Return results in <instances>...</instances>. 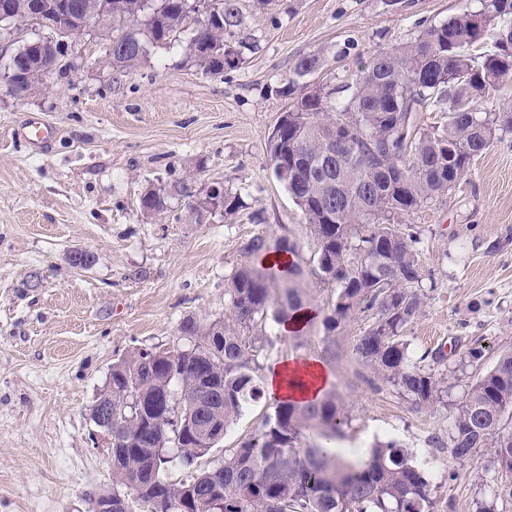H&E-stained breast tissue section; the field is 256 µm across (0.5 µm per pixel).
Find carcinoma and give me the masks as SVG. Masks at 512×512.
I'll return each mask as SVG.
<instances>
[{
	"instance_id": "carcinoma-1",
	"label": "carcinoma",
	"mask_w": 512,
	"mask_h": 512,
	"mask_svg": "<svg viewBox=\"0 0 512 512\" xmlns=\"http://www.w3.org/2000/svg\"><path fill=\"white\" fill-rule=\"evenodd\" d=\"M57 0H7L13 23L25 25L37 6L69 26ZM447 20L425 26L413 41L376 50L353 83L308 89L323 65L300 55L274 89L289 100L268 140L275 177L301 210L312 245L306 265L281 269L246 264L232 276L224 317L188 318L178 332L189 345L153 357L135 349L112 363L110 380L91 409L92 421L112 423V494L128 512H430L424 472L394 440L376 444L365 462L337 459L332 448L348 423L336 391L315 403H275L262 426L208 468L196 467L228 428L262 396L259 324L280 323L311 304L300 287L310 276L336 290L322 320L329 333L352 319L367 327L355 346L363 366L398 386L416 406L442 399L448 375L412 361L403 329L421 312L424 276L414 228L405 217L443 201L488 150L512 131V0H478ZM99 17L112 68L131 72L188 28L189 57L206 74L244 64L224 35L241 23L238 0H210L208 25H192L186 0H112ZM494 109L482 112L481 103ZM439 113L427 123L426 113ZM179 196L197 216L205 202L185 182L151 188L146 213H160ZM288 236L273 244L261 234L242 246L246 257L297 252ZM280 279L275 299L271 282ZM448 447L457 459L480 452L497 473L512 476V352L471 383L452 415ZM186 475L172 481L167 470Z\"/></svg>"
}]
</instances>
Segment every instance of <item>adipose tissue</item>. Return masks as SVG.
I'll return each instance as SVG.
<instances>
[{
    "instance_id": "ef3b65f1",
    "label": "adipose tissue",
    "mask_w": 512,
    "mask_h": 512,
    "mask_svg": "<svg viewBox=\"0 0 512 512\" xmlns=\"http://www.w3.org/2000/svg\"><path fill=\"white\" fill-rule=\"evenodd\" d=\"M331 384L329 369L319 360L301 355L273 364L265 376V391L274 401H315Z\"/></svg>"
}]
</instances>
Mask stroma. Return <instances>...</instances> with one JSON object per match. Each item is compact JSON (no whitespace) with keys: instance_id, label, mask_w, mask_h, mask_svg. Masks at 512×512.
<instances>
[{"instance_id":"obj_1","label":"stroma","mask_w":512,"mask_h":512,"mask_svg":"<svg viewBox=\"0 0 512 512\" xmlns=\"http://www.w3.org/2000/svg\"><path fill=\"white\" fill-rule=\"evenodd\" d=\"M470 0H240L231 41L241 69L203 73L185 55L188 33L151 48L132 73L104 64L93 33L70 40L66 75L24 99L0 85V512H93L90 494L112 486L91 407L115 360L130 350L185 344L182 321L220 317L243 240L297 228L301 212L272 172L268 139L287 100L274 93L299 55L321 53L310 85L355 80L377 49L412 41L421 25ZM36 116L60 132L45 151L15 131ZM212 183L238 195L232 217L196 218L183 198L145 215L152 185ZM427 288L404 338L413 361L451 346H482L484 368L512 351V132L472 163L450 199L409 216ZM76 249L95 253L71 267ZM364 324L334 334L314 321L300 336L262 329V367L301 354L320 360L349 412L344 443L396 440L430 482L432 512H475L494 468L486 454L456 459L451 415L471 382L457 374L434 408H418L358 361ZM249 408L208 467L272 413Z\"/></svg>"}]
</instances>
